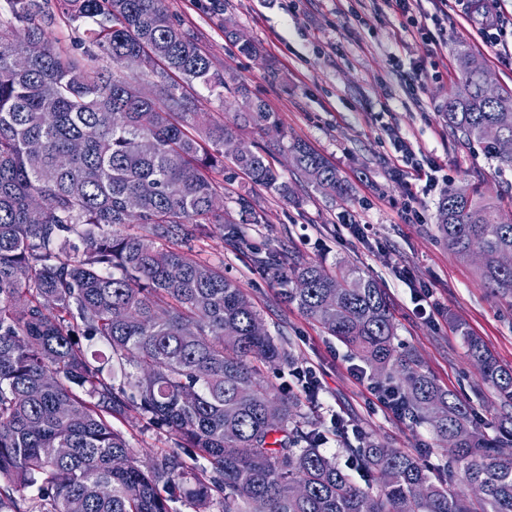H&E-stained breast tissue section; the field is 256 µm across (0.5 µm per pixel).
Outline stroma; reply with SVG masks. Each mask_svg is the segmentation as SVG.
I'll list each match as a JSON object with an SVG mask.
<instances>
[{"mask_svg": "<svg viewBox=\"0 0 512 512\" xmlns=\"http://www.w3.org/2000/svg\"><path fill=\"white\" fill-rule=\"evenodd\" d=\"M165 3L206 48L215 68L244 81L274 112L276 128L240 130L244 145L272 150L280 141H305L350 186L348 197L331 199L284 159L278 166L294 190L287 200L252 186L243 174H216L218 199L229 214H237L236 199L246 193L266 221L239 225L233 243L216 228L193 245L194 253L223 265L225 275L239 281L268 332L291 353L292 365L319 368L323 406L306 404L301 411L327 435L326 450L341 467H349L348 453L331 437L330 418L337 414L385 447L428 451L432 464L445 455L427 427L409 425L370 403L374 378L357 380L351 372L357 356L281 301L278 284L255 265L256 254L286 250L328 267L345 262L374 279L394 310L397 349L412 354L441 387L465 400L482 430L493 433L495 395L468 359L460 331L481 336L501 363L512 366V298L491 295L475 264L455 257L439 236L436 213L442 191L450 186L480 187L502 199L504 209L512 208V167L488 158L481 144L462 142L441 116L444 99L462 78L458 47L483 63L494 88H512V0H487L508 32L497 45L482 41L465 8L449 4L448 17L435 33L439 49L434 54L403 31L399 17L369 8L352 11L353 0H222L218 11L210 0ZM228 23L260 42L265 57L240 55L224 34ZM401 137L417 158L435 160L445 174L436 189L418 192L413 201L406 180L393 172ZM410 201L421 220L407 217ZM347 215L373 226L369 240L352 235L342 222ZM402 270L432 290L442 315L418 313L398 277ZM121 429L138 460L174 447L163 430L143 429L137 421L122 423Z\"/></svg>", "mask_w": 512, "mask_h": 512, "instance_id": "1", "label": "stroma"}]
</instances>
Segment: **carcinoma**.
Segmentation results:
<instances>
[{
    "mask_svg": "<svg viewBox=\"0 0 512 512\" xmlns=\"http://www.w3.org/2000/svg\"><path fill=\"white\" fill-rule=\"evenodd\" d=\"M85 24L76 56L47 37L41 0H0V512H512V366L462 331L467 356L498 400L490 436L468 404L394 346L386 293L353 268L271 255L259 260L294 304L399 396L400 415L427 423L451 446L455 469L436 477L419 454L346 444L363 478L339 467L324 435L299 418V400L260 378V365L292 363L224 266L192 243L207 225L262 224L250 197L239 220L213 208L208 172L224 167L236 130L193 108L188 89L230 81L164 0H60ZM242 55L261 47L233 32ZM42 44L38 55L31 44ZM112 60V71L100 58ZM138 61L141 77L121 68ZM458 53L461 84L441 114L464 142L512 167V89L486 95L482 74ZM244 99L238 126H277L267 105ZM496 126L502 138L481 136ZM317 189L348 188L336 166L302 142L282 148ZM251 183L282 198L290 187L266 150L233 157ZM448 249H477L482 286L512 298V220L474 188L437 203ZM146 225V234L125 231ZM169 432L175 450L136 460L113 421ZM478 484L472 509L464 488Z\"/></svg>",
    "mask_w": 512,
    "mask_h": 512,
    "instance_id": "cac0c4a2",
    "label": "carcinoma"
}]
</instances>
